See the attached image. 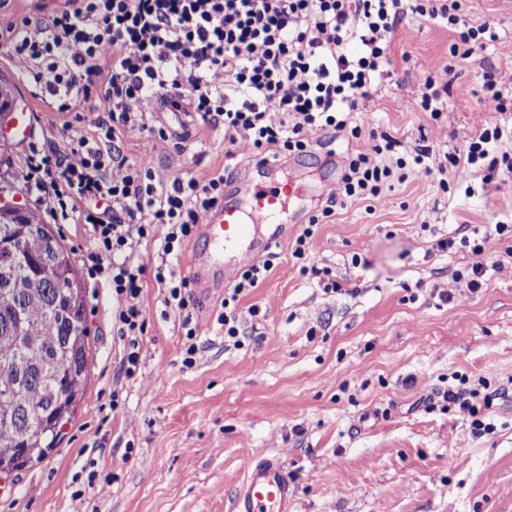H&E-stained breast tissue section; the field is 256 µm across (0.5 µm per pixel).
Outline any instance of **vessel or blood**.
<instances>
[{"instance_id":"vessel-or-blood-1","label":"vessel or blood","mask_w":512,"mask_h":512,"mask_svg":"<svg viewBox=\"0 0 512 512\" xmlns=\"http://www.w3.org/2000/svg\"><path fill=\"white\" fill-rule=\"evenodd\" d=\"M296 193L293 187L255 184L240 202H222L211 209L199 226L205 248L191 259L194 286L207 292L215 281L226 279L229 255L251 256L264 251L270 241L282 240L285 232L278 225L279 216ZM294 502L295 490L283 464L268 455L247 470L231 512H292Z\"/></svg>"}]
</instances>
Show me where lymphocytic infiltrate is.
Wrapping results in <instances>:
<instances>
[{"mask_svg":"<svg viewBox=\"0 0 512 512\" xmlns=\"http://www.w3.org/2000/svg\"><path fill=\"white\" fill-rule=\"evenodd\" d=\"M460 9L459 0H50L39 21L25 17L0 28V47L58 111L86 104L98 113L87 131L63 123V148L33 153L26 181L56 223L88 225L89 274L120 303L127 374L137 368L145 326L143 269L130 256L142 242L158 241L154 280L165 304L184 311L182 327L192 340L198 327L186 313L189 282L174 275L170 259L223 199L224 175L203 182L156 177L122 155V134L138 129L167 139L150 108L156 102L223 128L230 146L263 160L307 150L317 131L347 129L362 138L341 197H329L294 242L293 256L305 257L316 226L334 215L339 200L377 196L391 175L378 157L395 140L348 124L389 64L390 37L416 16L456 26L467 52L483 49L488 26L467 22ZM508 233L512 225L499 224L475 241L470 290L482 287ZM273 265L268 259L250 266L225 291L217 317L225 338L238 339V303Z\"/></svg>","mask_w":512,"mask_h":512,"instance_id":"f902f5d3","label":"lymphocytic infiltrate"}]
</instances>
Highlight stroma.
Segmentation results:
<instances>
[{
    "instance_id": "1",
    "label": "stroma",
    "mask_w": 512,
    "mask_h": 512,
    "mask_svg": "<svg viewBox=\"0 0 512 512\" xmlns=\"http://www.w3.org/2000/svg\"><path fill=\"white\" fill-rule=\"evenodd\" d=\"M462 15L496 35L467 57L450 56L458 35L445 25L406 21L394 33L388 70L362 102L372 128L397 142L381 157L392 176L378 196L337 208L302 260L292 239L325 206V187L340 184L359 142L346 131L313 133L310 151L277 172L304 199L289 204L273 270L240 302V343L224 338L216 290L190 308L197 353L184 365L183 315L164 304L150 243L131 257L145 269L147 305L127 376L118 302L111 289L87 288L84 397L58 447L0 494V512H229L262 452L287 467L293 512H512V394L482 411L489 429L479 434L445 398L482 377L488 389L512 391V240L482 288H466L471 240L512 225V112L484 109L486 74L512 80V0H464ZM443 57L434 117L417 74ZM1 75L16 80L34 130L0 128V195L40 212L25 181L29 156L61 145L63 122H86L35 98L3 49ZM489 123L502 136L487 160L445 178H405L396 167L423 148L442 160ZM120 149L163 178L256 175L247 155L228 156L222 129L195 119L186 140L132 131ZM446 239L452 248H441ZM329 278L341 292L324 290ZM254 304L262 316L249 315Z\"/></svg>"
}]
</instances>
